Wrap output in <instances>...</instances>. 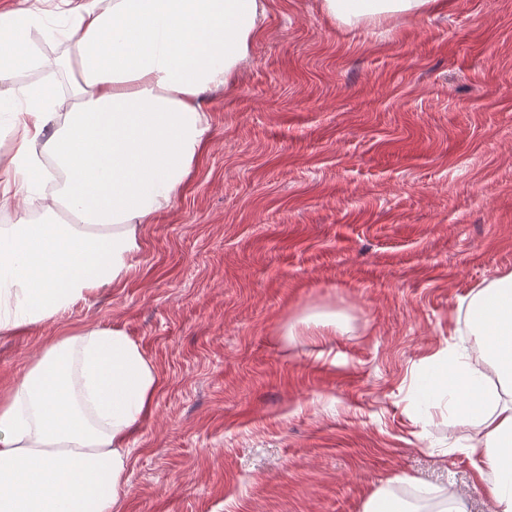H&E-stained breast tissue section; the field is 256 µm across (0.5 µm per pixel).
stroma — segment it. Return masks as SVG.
Here are the masks:
<instances>
[{"instance_id":"35a3bbf8","label":"stroma","mask_w":512,"mask_h":512,"mask_svg":"<svg viewBox=\"0 0 512 512\" xmlns=\"http://www.w3.org/2000/svg\"><path fill=\"white\" fill-rule=\"evenodd\" d=\"M268 0L214 141L124 287L0 337V387L64 327L117 325L159 372L119 512H361L387 486L470 512L476 430L417 398L512 271V0L356 28ZM332 313L345 332L289 322Z\"/></svg>"}]
</instances>
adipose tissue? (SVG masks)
Returning a JSON list of instances; mask_svg holds the SVG:
<instances>
[{"mask_svg": "<svg viewBox=\"0 0 512 512\" xmlns=\"http://www.w3.org/2000/svg\"><path fill=\"white\" fill-rule=\"evenodd\" d=\"M440 0H322L348 27L423 17ZM72 31L67 95L19 74L49 60L32 39L41 16L24 0L0 10V206L39 189L42 218L0 225V333L62 318L125 285L145 225L168 211L213 137L205 105L248 62L267 0H58ZM477 341L437 362L426 401H445L480 437L476 457L492 512H512V271L473 290ZM160 387L119 326L90 325L48 342L0 390V512H118L129 442Z\"/></svg>", "mask_w": 512, "mask_h": 512, "instance_id": "obj_1", "label": "adipose tissue"}]
</instances>
